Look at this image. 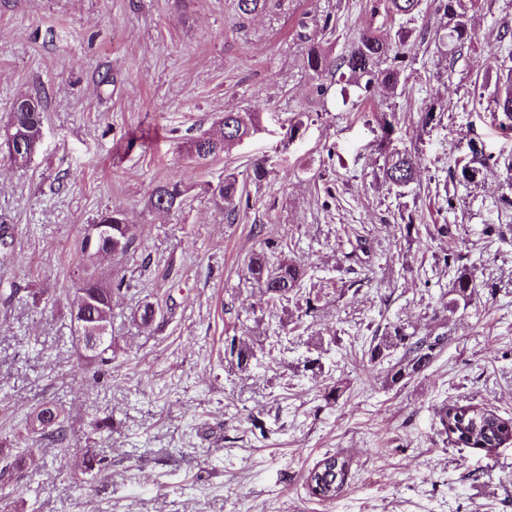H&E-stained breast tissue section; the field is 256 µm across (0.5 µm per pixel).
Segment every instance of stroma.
Wrapping results in <instances>:
<instances>
[{"mask_svg":"<svg viewBox=\"0 0 512 512\" xmlns=\"http://www.w3.org/2000/svg\"><path fill=\"white\" fill-rule=\"evenodd\" d=\"M433 9L422 0L394 21L414 46L397 90L322 104L297 21L332 16L320 40L337 55L385 30L368 0H282L243 22L236 0H0V126L18 97L44 105L35 159L0 155L13 226L0 258V467L41 405L58 406L66 430L65 450L36 443L0 475V512H512V443L454 446L436 414L456 402L512 418V133L492 117L512 69V0H461L473 36L458 47L437 46ZM232 110L258 113L259 131L195 162L190 145ZM473 146L497 163L468 180L455 161ZM391 149L421 162L402 190L383 178ZM229 171L248 199L231 223L204 189ZM172 179L189 189L182 209L148 212L149 189ZM113 208L137 238L101 265L127 283L101 363L73 339L64 286L84 229ZM268 241L307 268L313 307L270 306L249 279ZM451 251L478 285L454 312ZM389 324L448 344L391 384L367 354ZM234 338L253 353L246 365ZM98 452L101 468L84 473ZM328 453L349 457L352 476L321 501L306 476Z\"/></svg>","mask_w":512,"mask_h":512,"instance_id":"stroma-1","label":"stroma"}]
</instances>
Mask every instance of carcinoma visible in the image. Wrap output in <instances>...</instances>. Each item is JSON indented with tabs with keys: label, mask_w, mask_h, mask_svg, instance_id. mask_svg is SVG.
I'll return each mask as SVG.
<instances>
[{
	"label": "carcinoma",
	"mask_w": 512,
	"mask_h": 512,
	"mask_svg": "<svg viewBox=\"0 0 512 512\" xmlns=\"http://www.w3.org/2000/svg\"><path fill=\"white\" fill-rule=\"evenodd\" d=\"M422 0H369L374 14L382 13L393 20L397 15L414 13ZM460 0H436L435 14L439 15V30L451 43H462L470 37L468 25L457 11ZM237 11L242 18L257 13L270 12L281 6V0H237ZM333 28L331 16L327 15L320 23L319 31ZM317 31V32H319ZM317 32L302 35L307 43L303 56L304 67L311 75L312 95L325 100L337 82L344 80L369 96L377 84L393 90L399 82L400 72L406 61L412 59V45L408 35L396 31L398 46H393L375 30L363 32L358 40L343 53L335 56L326 50L317 39ZM494 112L499 127L512 131V72L493 95ZM43 103L41 97L29 95L14 103L13 111L4 129V135H14L23 140L33 141L43 133ZM259 113L226 112L219 121V129L209 139L198 140L192 147V157L199 163L224 153L226 147L239 142L257 131ZM471 155L458 160L462 164L461 173L474 178L488 164L490 158L470 149ZM419 162L407 153L389 151L383 167L386 182L397 188H405L415 178ZM212 195L224 205L226 219L235 217L242 191L236 174L227 173L217 184L207 185ZM187 189L178 180L158 184L149 191L147 208L159 214H169L182 208ZM99 224L112 225V255H125L136 241L133 228L126 222L122 211L114 209L100 214ZM105 243L90 241L84 236L80 241L82 262L80 269L86 276L89 292L87 321L90 323H110L112 308L105 304L107 295L112 292V284L103 281L97 274L98 253ZM254 284L261 288L271 303L280 302L288 295L297 293L306 277L305 269L291 260L272 262L267 252L254 254L247 265ZM477 295V285L467 274L459 272L448 290V308H467ZM448 344V332H432L418 337L409 334L399 324H391L380 336H374L370 359L382 361L396 350L401 355L391 361L388 375L393 384L410 378L423 371ZM440 424L445 435L453 438L456 445L467 448H497L512 439V420L499 416L485 406L446 404L442 406ZM42 439L58 448H64L65 429L62 422L41 431ZM351 471V460L340 454L326 455L308 471L306 484L309 492L320 500H334L341 493Z\"/></svg>",
	"instance_id": "1"
}]
</instances>
